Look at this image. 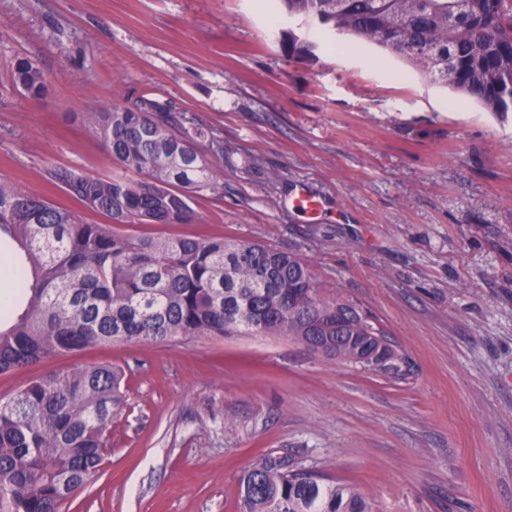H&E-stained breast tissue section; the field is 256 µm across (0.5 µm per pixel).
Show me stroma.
<instances>
[{
  "instance_id": "35a3bbf8",
  "label": "stroma",
  "mask_w": 512,
  "mask_h": 512,
  "mask_svg": "<svg viewBox=\"0 0 512 512\" xmlns=\"http://www.w3.org/2000/svg\"><path fill=\"white\" fill-rule=\"evenodd\" d=\"M268 0H0V178L90 224L50 172L111 177L79 115L170 105L224 194L191 224L123 233L259 241L305 259L385 331L400 374L280 336L123 342L0 374V398L55 372L122 367L127 404L97 478L62 512H243L259 456L357 488L372 512H512V116L357 39L291 58ZM36 59L48 92L13 84ZM318 218L288 206L298 190Z\"/></svg>"
}]
</instances>
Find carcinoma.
<instances>
[{
    "mask_svg": "<svg viewBox=\"0 0 512 512\" xmlns=\"http://www.w3.org/2000/svg\"><path fill=\"white\" fill-rule=\"evenodd\" d=\"M290 17L371 42L432 81L502 117L512 112V0H275ZM286 56H313L295 31L281 32ZM16 86L47 92L37 63L18 56ZM112 155L107 179L67 168L51 174L109 224H88L43 196L0 178V243L14 245L23 307L0 320V374L116 342L186 336L314 339L313 351L359 364L387 341L355 305L317 282L291 251L230 238L126 235L123 224H190L191 194L220 195L223 172L200 142L224 144L144 99L80 113ZM377 369H399L383 347ZM124 373L94 365L53 373L0 400V512H60L102 467L108 424L125 402ZM244 512H371L353 486L329 482L262 456L242 479Z\"/></svg>",
    "mask_w": 512,
    "mask_h": 512,
    "instance_id": "1",
    "label": "carcinoma"
}]
</instances>
